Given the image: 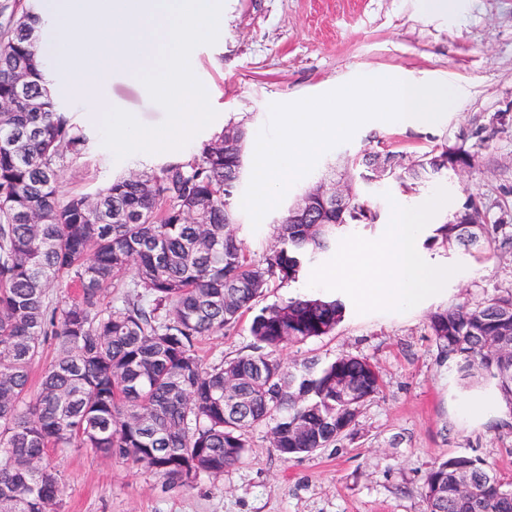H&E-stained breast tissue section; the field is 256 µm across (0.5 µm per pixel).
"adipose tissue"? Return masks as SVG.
I'll return each mask as SVG.
<instances>
[{
    "mask_svg": "<svg viewBox=\"0 0 512 512\" xmlns=\"http://www.w3.org/2000/svg\"><path fill=\"white\" fill-rule=\"evenodd\" d=\"M443 205L437 196L420 205L397 201L386 233L369 244H350L322 282L351 290L365 305L418 306L456 275L451 268L427 263L419 249L429 215Z\"/></svg>",
    "mask_w": 512,
    "mask_h": 512,
    "instance_id": "adipose-tissue-1",
    "label": "adipose tissue"
}]
</instances>
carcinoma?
Instances as JSON below:
<instances>
[{"instance_id":"obj_1","label":"carcinoma","mask_w":512,"mask_h":512,"mask_svg":"<svg viewBox=\"0 0 512 512\" xmlns=\"http://www.w3.org/2000/svg\"><path fill=\"white\" fill-rule=\"evenodd\" d=\"M44 24L26 0H0V512H58L61 472L50 453L90 448L188 486L245 457V432L270 428L284 459L340 440L379 393L364 359L285 365L276 353L328 336L345 304L328 296L257 308L274 280L294 282L336 245V229L372 225L379 211L353 171L378 157L381 184L405 192L466 164L463 147L414 159L402 150L364 151L351 161L343 203L325 202L309 224L286 215L263 260L237 238L236 198L245 145L241 124L159 172L119 177L90 197H62L64 164L88 137L63 111L47 62L32 50ZM429 241L481 253L497 238L468 201ZM56 288L76 297L61 306ZM122 288L121 305L103 303ZM254 313L252 352L205 366L196 345ZM448 369L464 386L490 387L512 413V293L429 316ZM54 355L29 396L33 366ZM345 380L359 392L336 390ZM468 493H457L458 482ZM427 512H512V489L478 456H451L429 471Z\"/></svg>"}]
</instances>
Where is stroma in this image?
<instances>
[{
    "label": "stroma",
    "instance_id": "stroma-1",
    "mask_svg": "<svg viewBox=\"0 0 512 512\" xmlns=\"http://www.w3.org/2000/svg\"><path fill=\"white\" fill-rule=\"evenodd\" d=\"M219 26L217 41L194 48L190 59L217 113L197 134L200 143L231 122L261 131L270 122L271 105L321 96L359 77L397 73L457 92L435 125L359 126L349 141L319 156L260 226L239 212V236L253 259H264L273 225L289 203L317 182L332 180L348 158L379 144L413 156L460 146L471 154L472 165L463 176L436 178L409 194L395 186L364 187L379 221L343 231L337 248L378 238L397 198L419 202L433 192L446 200L434 223L474 199L489 223L512 234V0H460L452 16L423 11L420 0H222ZM140 86V78L115 73L111 106L136 113L146 125L161 124L162 112ZM65 108L85 124L90 141L84 157L66 165L63 195H92L119 176L156 172L174 160L166 152L116 159L99 130L86 125L82 107L69 102ZM424 252L460 273L442 294L414 308L364 307L344 297L346 316L332 335L280 353L287 363H328L347 354L377 367L381 390L341 440L286 460L273 448L267 428L251 430L241 463L190 486H169L153 472L71 448L54 456L63 475L60 512H425L428 472L456 454L483 458L512 484V430L500 425L504 407L488 390L462 389L428 332V317L436 310L473 307L512 292V248L496 241L479 257L437 245ZM252 342L244 319L204 339L198 353L210 366L249 353ZM474 403L481 411H471Z\"/></svg>",
    "mask_w": 512,
    "mask_h": 512
}]
</instances>
